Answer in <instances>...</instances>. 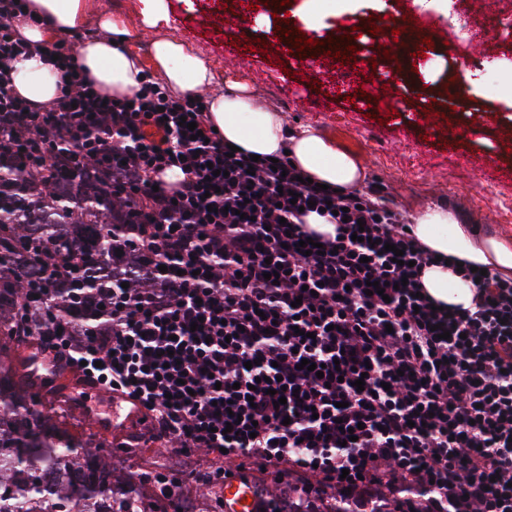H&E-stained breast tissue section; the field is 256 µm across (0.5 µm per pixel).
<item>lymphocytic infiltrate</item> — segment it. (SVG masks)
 Returning <instances> with one entry per match:
<instances>
[{
	"instance_id": "obj_1",
	"label": "lymphocytic infiltrate",
	"mask_w": 512,
	"mask_h": 512,
	"mask_svg": "<svg viewBox=\"0 0 512 512\" xmlns=\"http://www.w3.org/2000/svg\"><path fill=\"white\" fill-rule=\"evenodd\" d=\"M26 6L0 0V142L90 165L124 196L133 217L116 244L146 257L133 274L150 282L87 294L107 319L40 342L148 411V439L176 454L145 476L160 512L243 468L264 512H283L288 487L404 512H512V278L488 272L470 308L434 309L420 294L430 258L378 181L322 190L282 153L246 168L202 98L147 73L104 99L72 40L44 45L64 75L56 104L28 105L10 90L34 51L10 23ZM311 201L335 236L308 229ZM371 281L384 294L367 295Z\"/></svg>"
}]
</instances>
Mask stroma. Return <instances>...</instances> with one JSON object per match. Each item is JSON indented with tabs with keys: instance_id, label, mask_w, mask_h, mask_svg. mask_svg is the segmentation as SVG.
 I'll return each instance as SVG.
<instances>
[{
	"instance_id": "1",
	"label": "stroma",
	"mask_w": 512,
	"mask_h": 512,
	"mask_svg": "<svg viewBox=\"0 0 512 512\" xmlns=\"http://www.w3.org/2000/svg\"><path fill=\"white\" fill-rule=\"evenodd\" d=\"M238 6L239 0H175L172 32L190 40L220 82L248 85L289 128L316 126L353 152L367 178L384 184L390 205L408 216L443 206L483 234L512 237V151L504 148L512 142V8L491 13L473 46L458 48L446 18L418 11L413 0H358L354 23L334 17L333 0H321V42L343 34L356 52L353 61L326 62L330 80L320 84L319 54H309L303 69L278 51L272 12L242 27L223 26L226 8ZM397 12L420 17L431 49L384 58L382 37L371 34L368 19ZM144 435L134 425L122 444H103L101 453L127 475V492L146 498Z\"/></svg>"
}]
</instances>
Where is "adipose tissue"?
Returning <instances> with one entry per match:
<instances>
[{"mask_svg": "<svg viewBox=\"0 0 512 512\" xmlns=\"http://www.w3.org/2000/svg\"><path fill=\"white\" fill-rule=\"evenodd\" d=\"M136 2L142 24L155 33L151 58L156 75L174 95L204 98L207 120L221 139L260 155L287 151L313 180L347 191L359 188L365 179L361 163L336 149L320 130L310 125L288 130L279 114L267 110L246 85L218 89L211 64L188 41L168 34L173 23L170 0ZM11 24L34 45L58 34L83 32L76 46L77 58L106 97L130 93L141 79L143 63L128 49V26L111 12L99 10L96 0H29L24 15L14 16ZM60 82V72L35 55L15 64L11 90L31 104L50 106L58 99ZM412 229L427 252L443 259L440 265L427 266L422 281L427 292L446 305L470 307L474 291L470 283L448 270L449 261L487 266L512 277V240L479 235L472 225L458 223L444 208L418 215Z\"/></svg>", "mask_w": 512, "mask_h": 512, "instance_id": "ef3b65f1", "label": "adipose tissue"}]
</instances>
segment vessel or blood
Segmentation results:
<instances>
[{
	"label": "vessel or blood",
	"instance_id": "1",
	"mask_svg": "<svg viewBox=\"0 0 512 512\" xmlns=\"http://www.w3.org/2000/svg\"><path fill=\"white\" fill-rule=\"evenodd\" d=\"M401 35H392L390 28H383L382 35L392 51L412 45L418 38L420 27L414 20L404 22ZM29 383L34 392H48L53 399L75 405L91 423L93 429L110 439L125 436L131 425L144 414L142 406L120 394L110 395V409L100 413L92 403L102 394L100 387L78 372L56 361L38 346L26 351ZM224 512H260L258 498L250 484L232 480L224 485Z\"/></svg>",
	"mask_w": 512,
	"mask_h": 512
}]
</instances>
